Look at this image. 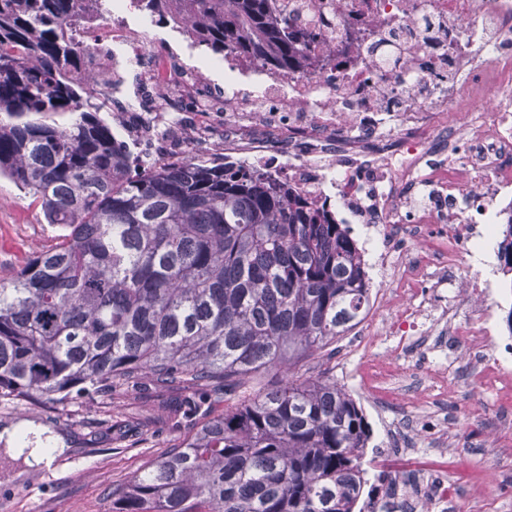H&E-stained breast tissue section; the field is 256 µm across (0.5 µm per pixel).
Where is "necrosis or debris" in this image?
<instances>
[{"label":"necrosis or debris","mask_w":512,"mask_h":512,"mask_svg":"<svg viewBox=\"0 0 512 512\" xmlns=\"http://www.w3.org/2000/svg\"><path fill=\"white\" fill-rule=\"evenodd\" d=\"M127 0H113L109 38L148 86L165 85L200 111L203 66L154 57ZM315 32L310 70L274 72L224 59V153L271 173L339 220L402 240L375 252L395 292L385 335L409 345L432 314L471 355L475 385L512 405V359L500 354L498 301L469 264L495 225L512 223V0H281ZM458 281L475 307L458 315L419 291ZM454 496L430 471L379 482L363 512H448Z\"/></svg>","instance_id":"4bbe7bcc"}]
</instances>
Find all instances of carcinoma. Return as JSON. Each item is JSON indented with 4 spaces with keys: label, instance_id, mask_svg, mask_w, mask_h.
I'll use <instances>...</instances> for the list:
<instances>
[{
    "label": "carcinoma",
    "instance_id": "cac0c4a2",
    "mask_svg": "<svg viewBox=\"0 0 512 512\" xmlns=\"http://www.w3.org/2000/svg\"><path fill=\"white\" fill-rule=\"evenodd\" d=\"M207 52L303 66L272 0H131ZM105 0H0V176L59 234L0 284V398L64 407L115 384L205 389L197 419L112 512H355L372 429L329 377L293 367L370 310L348 225L242 165L131 157L98 112L112 64L78 26ZM70 113L67 125L54 116ZM512 273V223L499 243ZM282 370L254 389L251 375ZM224 396L210 416L208 393Z\"/></svg>",
    "mask_w": 512,
    "mask_h": 512
}]
</instances>
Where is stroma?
Segmentation results:
<instances>
[{"instance_id":"35a3bbf8","label":"stroma","mask_w":512,"mask_h":512,"mask_svg":"<svg viewBox=\"0 0 512 512\" xmlns=\"http://www.w3.org/2000/svg\"><path fill=\"white\" fill-rule=\"evenodd\" d=\"M158 50L174 47L187 63L208 62L207 75L216 90L224 88V64L191 39L170 27L150 24ZM100 117L130 150L165 157L185 155L197 115L182 113L171 136L148 138L130 122L128 113L105 107ZM55 229L45 224L40 208L7 178H0V283L9 282L23 261L54 242ZM352 338L337 337L334 349H323L302 362L306 375L324 373L335 378L361 406L372 427L373 441L383 440L387 424L401 438L415 436L430 419H437L452 440L447 455L427 449L395 459L393 470L428 469L442 472L455 495V512H474L479 493L490 497L491 512H512V454L501 444L512 441V424L501 425V410L493 389L477 388L462 353L448 352L447 404L430 403L417 390L426 384L433 350L393 351L381 336L370 337L366 347L351 351ZM393 358L400 371L396 407L376 413L366 400L362 371L367 362ZM183 391H120L110 397L79 399L49 411L0 400V430L21 423L62 439L65 450L50 463L24 459L21 468L0 478V512H112V487L131 481L188 430L173 422L168 406L180 404Z\"/></svg>"}]
</instances>
